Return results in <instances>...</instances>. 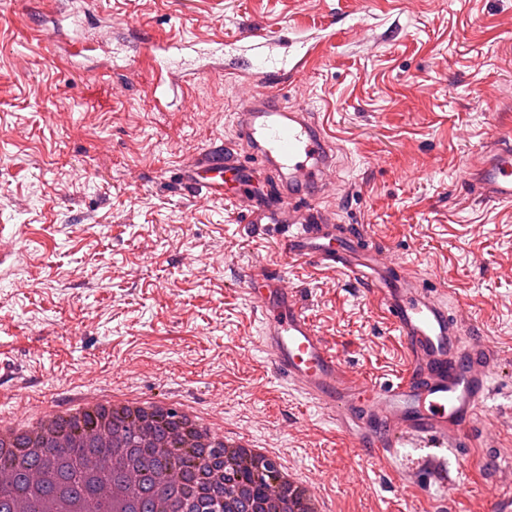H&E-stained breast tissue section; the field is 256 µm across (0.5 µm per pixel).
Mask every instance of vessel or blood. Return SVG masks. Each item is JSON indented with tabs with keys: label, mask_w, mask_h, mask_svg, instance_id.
<instances>
[{
	"label": "vessel or blood",
	"mask_w": 512,
	"mask_h": 512,
	"mask_svg": "<svg viewBox=\"0 0 512 512\" xmlns=\"http://www.w3.org/2000/svg\"><path fill=\"white\" fill-rule=\"evenodd\" d=\"M261 92L239 114L240 139L267 162L243 170L234 145L204 150L178 169L184 190L227 200L244 199L252 224L284 225L288 257L336 267L380 300L386 320L407 355L398 378L370 381L350 375L319 336L297 291L275 270L241 272L238 283L260 316L270 368L332 418L397 478L424 476L448 492V448L469 445L466 427L487 404L500 359L492 348H462L459 327L437 291L416 290L407 270L369 247L364 232L330 224L316 198L298 200L293 185L319 187L334 164L325 121L286 108L273 94L288 78L286 66L256 60L243 72ZM472 183L488 201L512 204V137L499 136L472 165Z\"/></svg>",
	"instance_id": "obj_1"
}]
</instances>
